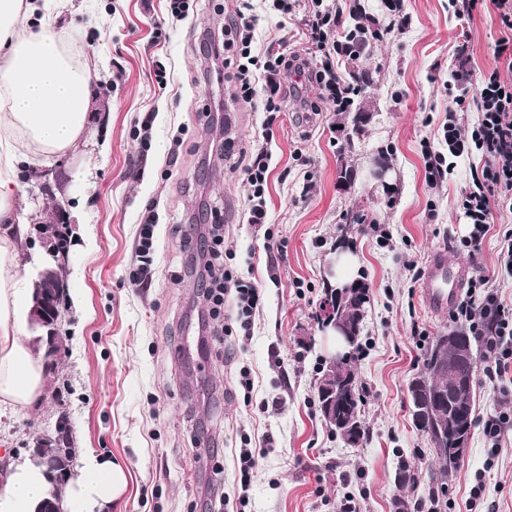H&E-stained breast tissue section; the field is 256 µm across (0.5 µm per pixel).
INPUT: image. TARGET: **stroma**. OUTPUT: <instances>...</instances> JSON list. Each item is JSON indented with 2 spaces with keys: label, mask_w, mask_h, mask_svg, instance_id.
I'll use <instances>...</instances> for the list:
<instances>
[{
  "label": "stroma",
  "mask_w": 512,
  "mask_h": 512,
  "mask_svg": "<svg viewBox=\"0 0 512 512\" xmlns=\"http://www.w3.org/2000/svg\"><path fill=\"white\" fill-rule=\"evenodd\" d=\"M342 5L346 28L381 29L357 60L342 63L364 92L351 111L311 113L316 84L290 89L272 125L257 103L243 101L221 61L204 60L197 36L222 42L236 0H197L173 18L168 0H69L53 26L76 39L80 58L98 72L92 87L91 137L65 155L44 159L20 139L15 223L31 228L48 214L31 201L42 171L62 168L70 186L54 190L69 212L60 230L72 238L63 272L81 308L67 307L65 348L47 376L37 409L0 404V446L27 458L37 436L60 417L74 427L76 448L119 466L126 485L108 512H394L395 474L409 463L418 481L408 500L427 512H512V429L492 446L482 421L512 410V371L497 383L475 376L470 440L444 480L433 478L434 448L412 421L408 385L423 368L417 333L434 339L454 328L450 310L434 313L420 298L433 250L449 265L467 259L449 239L471 226L458 206L480 151L448 153L443 126L453 96H473L481 77L499 70L503 32L482 12L459 18L450 0H403L410 23L384 33L381 0H326ZM300 17L260 13L257 49L287 40L305 52ZM468 38L470 83L453 79L455 46ZM167 69L159 87L156 64ZM150 129V148L138 133ZM183 133L182 149L173 137ZM446 154L443 182L429 186L423 143ZM272 154L267 221L247 223L250 187L243 166L258 146ZM386 164L384 179L374 172ZM155 204L158 236L150 280L128 278L137 260L138 227ZM224 218V266L262 292L251 333L217 344L205 325L196 272L185 239L193 225ZM512 211L493 224L473 276L488 277L512 305V272L499 241ZM354 251L369 301L355 368L363 388L367 436L358 447L336 437L316 403L332 343L321 331L327 267L339 239ZM249 377L251 390L240 381ZM260 449L249 488L239 483V451ZM482 484L479 500L470 491Z\"/></svg>",
  "instance_id": "obj_1"
}]
</instances>
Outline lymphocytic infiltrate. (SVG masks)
<instances>
[{
  "mask_svg": "<svg viewBox=\"0 0 512 512\" xmlns=\"http://www.w3.org/2000/svg\"><path fill=\"white\" fill-rule=\"evenodd\" d=\"M234 14L224 21V66H235L236 88L247 101L260 100L268 116H275L285 98V80L292 74L308 75L320 90L323 102L337 112L350 109L363 92L355 78L344 76L339 64L356 57L366 47L368 29L356 25L342 31V7L325 6L324 0H271V11L289 15L303 13V33L315 49L312 60L299 54H288L267 48L264 53L253 49L256 21L253 0H237ZM487 11L507 35L501 38L497 58L512 69V0H459L455 12L459 17H472L475 10ZM480 114L473 129H465L458 116L466 99L457 95L448 107V124L444 137L452 153L463 154L469 148L480 150L484 158L481 168L472 170V182L461 194L459 206L471 221L473 231L462 246L476 253L493 221L494 209L512 210V86L501 82L498 72L486 73L474 95ZM272 155L261 147L252 153L244 168L251 188L248 221L262 224L267 220L265 191ZM202 261V294L208 314L216 324L224 322V293L234 287L238 307V323L242 331H250L252 318L260 303L258 290L244 283L224 267V227L210 225L200 246ZM454 320L467 324L471 335L485 346L483 373L492 382L502 380L512 368V308L501 300L498 292L488 288L485 280L472 284L465 299L452 313Z\"/></svg>",
  "mask_w": 512,
  "mask_h": 512,
  "instance_id": "f902f5d3",
  "label": "lymphocytic infiltrate"
}]
</instances>
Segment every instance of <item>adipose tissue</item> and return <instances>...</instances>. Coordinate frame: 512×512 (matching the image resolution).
I'll list each match as a JSON object with an SVG mask.
<instances>
[{"mask_svg":"<svg viewBox=\"0 0 512 512\" xmlns=\"http://www.w3.org/2000/svg\"><path fill=\"white\" fill-rule=\"evenodd\" d=\"M38 0H0V403L39 407L44 367L26 332L31 291L17 271L25 230L12 226L19 161L8 139L19 133L45 157L59 156L90 135L94 73L72 41L35 22ZM124 484L122 470L85 456L62 492L66 512H105ZM49 485L30 461L0 452V512H33Z\"/></svg>","mask_w":512,"mask_h":512,"instance_id":"1","label":"adipose tissue"}]
</instances>
